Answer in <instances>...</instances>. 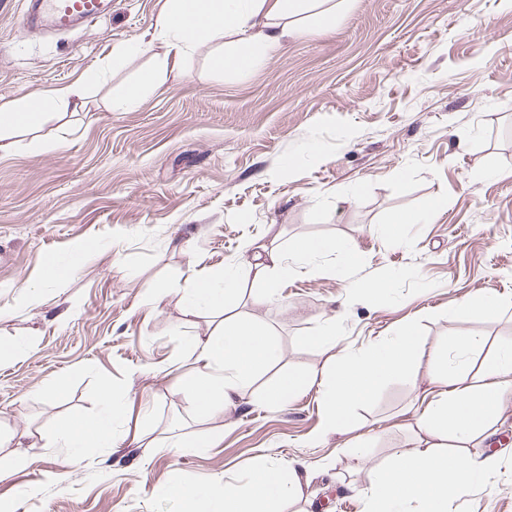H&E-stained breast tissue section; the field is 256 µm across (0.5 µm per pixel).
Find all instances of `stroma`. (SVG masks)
<instances>
[{
	"instance_id": "stroma-1",
	"label": "stroma",
	"mask_w": 512,
	"mask_h": 512,
	"mask_svg": "<svg viewBox=\"0 0 512 512\" xmlns=\"http://www.w3.org/2000/svg\"><path fill=\"white\" fill-rule=\"evenodd\" d=\"M166 0H112L99 21L69 33L28 32L18 0H0V104L83 81L85 107L50 115L64 149L0 156V339L22 344L0 364V431L38 433L70 412L99 407L98 388L147 410L145 447L103 448L73 461L65 448H33L30 466L0 477L13 512H179L162 488L244 479L255 461L305 469L302 499L284 512H365L370 471L419 446L426 372L392 379L357 407L370 433L363 461L342 437H319L317 391L275 408L259 392L202 422L178 388L187 343L207 315L187 314L178 291L198 271L240 264L247 243L287 250L298 238L353 251L301 262L274 295L241 275L232 312L272 332L284 368L323 373L333 354L307 343L325 317L337 348L358 349L414 322L425 352L459 332L512 345V0H351L336 23L285 40L263 62L227 73L223 41L197 46L180 77L138 110L115 112L153 51L115 61L113 48L146 43ZM424 212L402 243L376 232L395 212ZM89 253L51 282L32 309L16 288L75 243ZM393 276L374 304L358 284ZM168 296L152 302L156 289ZM487 291L498 314H456ZM64 381L67 391L54 396ZM218 433L217 447H166L173 423ZM470 458L493 454L486 486L451 512H512V406Z\"/></svg>"
}]
</instances>
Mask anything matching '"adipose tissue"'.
Wrapping results in <instances>:
<instances>
[{
    "mask_svg": "<svg viewBox=\"0 0 512 512\" xmlns=\"http://www.w3.org/2000/svg\"><path fill=\"white\" fill-rule=\"evenodd\" d=\"M349 0H167L155 23V36L165 52L143 71L138 83L112 97L117 112L135 110L142 95L164 86L180 61L199 43L227 39L228 49L215 65L225 72L241 73L256 67L266 51L282 39L305 33L309 26L325 28L336 21ZM86 97L80 83H63L0 105V153H11L22 141L40 150L64 147L63 136L40 138L49 111L79 109ZM337 252L346 267H354L353 252L338 249L331 240L297 239L287 253L270 254L256 263L265 278V295H272L277 279L288 277L294 263L311 261ZM240 287V270L195 280L182 290L187 310L210 314L215 324L208 333L189 342L193 368L182 374L179 388L191 410L200 418L218 416L234 407L241 393L250 391L255 379L279 357L277 345L256 318L232 315L228 303ZM489 351L480 380L470 374L471 358ZM426 368L432 383L441 386L438 398L417 417L425 435L421 447L399 453L387 466L369 476L366 512H407L418 501L420 512H448L449 504L472 488L481 486L498 466L497 457L465 460L457 451L478 438L495 432L506 404L512 402V348L487 350L477 336L448 337L441 347L426 354L421 350L414 324L404 325L394 336L362 349H342L321 378L302 369L276 374L265 384L261 400L277 407L320 384L325 434L347 435L350 454L362 459L368 439L354 435V409L371 399L390 378L415 379ZM101 409L74 415L55 424L51 434L40 436L38 448H71L85 457L97 448L115 445L112 423L126 417L127 406L118 400L110 383L100 389ZM303 472L281 469L268 460L258 461L246 480L215 481L206 492L180 482L171 483L167 496L176 498L182 512H279L281 502L298 497Z\"/></svg>",
    "mask_w": 512,
    "mask_h": 512,
    "instance_id": "obj_1",
    "label": "adipose tissue"
}]
</instances>
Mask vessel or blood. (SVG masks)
Segmentation results:
<instances>
[{
    "instance_id": "vessel-or-blood-1",
    "label": "vessel or blood",
    "mask_w": 512,
    "mask_h": 512,
    "mask_svg": "<svg viewBox=\"0 0 512 512\" xmlns=\"http://www.w3.org/2000/svg\"><path fill=\"white\" fill-rule=\"evenodd\" d=\"M102 15L99 0H20L19 24L31 29L47 17L56 29L69 30Z\"/></svg>"
}]
</instances>
